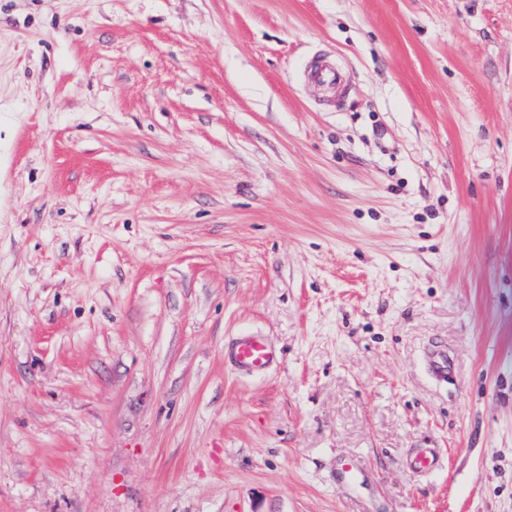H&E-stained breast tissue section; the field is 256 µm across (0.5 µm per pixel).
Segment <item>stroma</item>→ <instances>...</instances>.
Segmentation results:
<instances>
[{
  "label": "stroma",
  "instance_id": "1",
  "mask_svg": "<svg viewBox=\"0 0 512 512\" xmlns=\"http://www.w3.org/2000/svg\"><path fill=\"white\" fill-rule=\"evenodd\" d=\"M0 512H512V0H0ZM313 78L326 88L336 98V93L344 86L345 78L342 72L327 64H317L312 70ZM276 358L272 346L264 336H236L224 350V362L245 374L268 370ZM410 469L416 473L429 474L440 467L439 448H413L409 455Z\"/></svg>",
  "mask_w": 512,
  "mask_h": 512
}]
</instances>
